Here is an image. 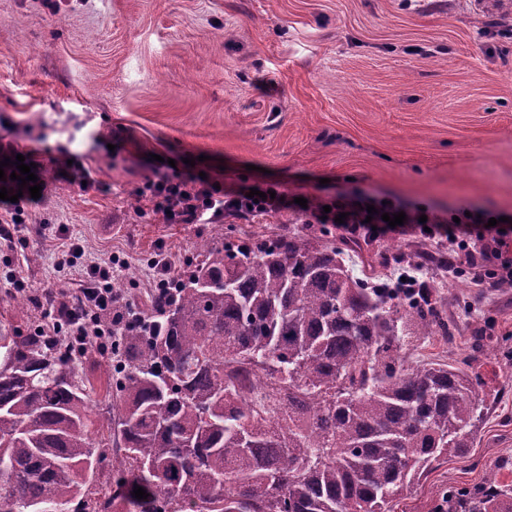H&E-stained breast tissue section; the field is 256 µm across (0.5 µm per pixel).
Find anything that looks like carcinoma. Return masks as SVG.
<instances>
[{"label":"carcinoma","mask_w":512,"mask_h":512,"mask_svg":"<svg viewBox=\"0 0 512 512\" xmlns=\"http://www.w3.org/2000/svg\"><path fill=\"white\" fill-rule=\"evenodd\" d=\"M329 233H217L120 336L112 402L58 336L0 333V512H393L416 479L474 447L479 373L403 367L448 319L430 290L355 276ZM288 389L274 416L260 389ZM121 459L105 471L112 436ZM502 458L447 512H512ZM136 486L148 497L132 495Z\"/></svg>","instance_id":"obj_1"}]
</instances>
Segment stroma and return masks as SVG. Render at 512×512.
Here are the masks:
<instances>
[{"instance_id": "obj_1", "label": "stroma", "mask_w": 512, "mask_h": 512, "mask_svg": "<svg viewBox=\"0 0 512 512\" xmlns=\"http://www.w3.org/2000/svg\"><path fill=\"white\" fill-rule=\"evenodd\" d=\"M480 0H0V140L89 169V187L51 180L36 207L89 250L128 258L123 297L142 302L151 260L183 270L212 224H168L135 194L159 174L222 176L224 188L275 187L302 197L247 219L238 235L315 237V211L339 197L512 218V41L486 31ZM355 274L390 283L414 252L447 241L412 233L361 240L332 228ZM22 277L29 302L0 287V328L28 334L45 291L70 290L50 243L18 233L0 245V274ZM419 276L445 301L451 339L404 345V368L463 365L476 334L499 342L474 364L484 416L467 457L433 464L394 507L435 512V492L483 484L512 457V290L467 277Z\"/></svg>"}]
</instances>
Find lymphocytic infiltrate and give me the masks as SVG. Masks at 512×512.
I'll return each instance as SVG.
<instances>
[{"label": "lymphocytic infiltrate", "mask_w": 512, "mask_h": 512, "mask_svg": "<svg viewBox=\"0 0 512 512\" xmlns=\"http://www.w3.org/2000/svg\"><path fill=\"white\" fill-rule=\"evenodd\" d=\"M216 183L213 177H161L146 181L140 195L151 202L154 210L164 213L169 224H211L227 212L247 218L288 206L287 201L278 197L257 202L242 192L228 194L217 189ZM0 186L19 197L15 203L0 200V239L11 240L22 225L28 224L37 237L56 240L58 267L82 266L83 276L73 285L77 313H62L54 317L53 322L64 328L67 335L81 339L86 346L102 347L103 339L111 335L113 325L121 324L126 317L123 300L113 288L116 277L126 265L125 259L116 253L87 256L81 242L61 238L48 222H33L35 200L27 194L19 195L17 182L7 178L0 181ZM401 210L400 204L391 201H378L369 208L353 199H340L332 203L327 219L332 222L338 215H345V222H340L342 230L375 240L393 232L405 233V226L392 227L382 219L383 214ZM430 236L434 239L447 238L449 257H463L475 280L512 282V267L496 264L508 246L500 227L435 224L431 227Z\"/></svg>", "instance_id": "1"}]
</instances>
